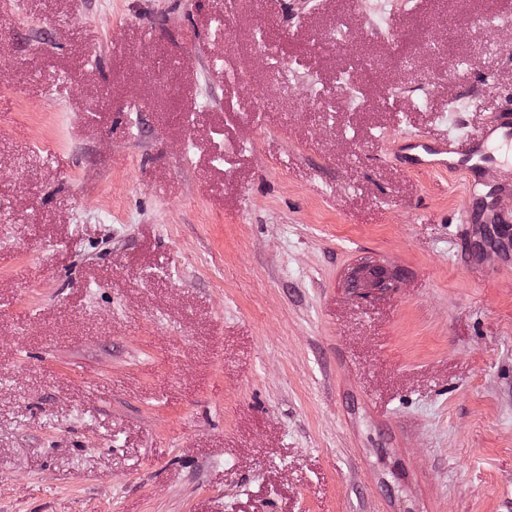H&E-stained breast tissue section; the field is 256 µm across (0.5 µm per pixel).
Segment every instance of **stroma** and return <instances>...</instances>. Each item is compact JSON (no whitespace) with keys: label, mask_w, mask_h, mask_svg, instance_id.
<instances>
[{"label":"stroma","mask_w":512,"mask_h":512,"mask_svg":"<svg viewBox=\"0 0 512 512\" xmlns=\"http://www.w3.org/2000/svg\"><path fill=\"white\" fill-rule=\"evenodd\" d=\"M506 111L512 0H0V512H512V198L393 154Z\"/></svg>","instance_id":"obj_1"}]
</instances>
